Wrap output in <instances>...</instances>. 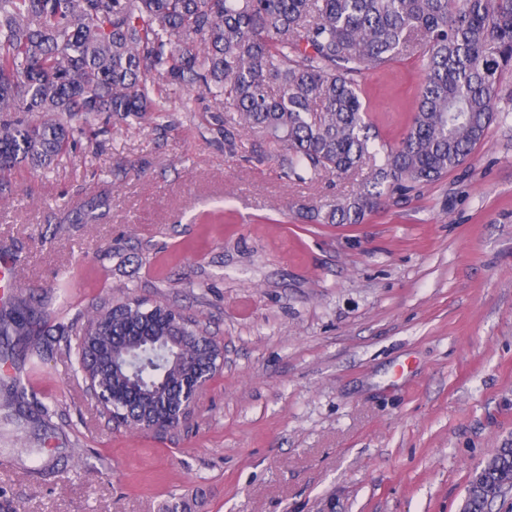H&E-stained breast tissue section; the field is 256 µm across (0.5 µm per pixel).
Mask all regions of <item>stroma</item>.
<instances>
[{"instance_id":"1","label":"stroma","mask_w":512,"mask_h":512,"mask_svg":"<svg viewBox=\"0 0 512 512\" xmlns=\"http://www.w3.org/2000/svg\"><path fill=\"white\" fill-rule=\"evenodd\" d=\"M421 79L415 55L366 73L384 138L404 131ZM501 107L465 164L361 224L309 214L365 171L289 181L272 144L194 93L165 126L103 114L104 135L18 165L0 253L15 294L46 309L31 322L45 359L0 339L35 394L26 431L0 423V512H461L476 468L512 446V101ZM126 292L203 320L224 347L194 414L164 434L99 414L49 316Z\"/></svg>"}]
</instances>
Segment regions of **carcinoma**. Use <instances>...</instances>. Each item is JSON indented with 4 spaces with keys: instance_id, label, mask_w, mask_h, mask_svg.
Here are the masks:
<instances>
[{
    "instance_id": "1",
    "label": "carcinoma",
    "mask_w": 512,
    "mask_h": 512,
    "mask_svg": "<svg viewBox=\"0 0 512 512\" xmlns=\"http://www.w3.org/2000/svg\"><path fill=\"white\" fill-rule=\"evenodd\" d=\"M420 53L423 80L405 134L376 143L362 97L369 69ZM512 70V0H0V177L63 157L74 133L27 114L165 116L184 90L209 95L279 148L288 177L314 182L367 166L351 197L316 211L317 224H361L389 193L407 194L462 165L501 112L499 77ZM23 314L0 311V336ZM198 322L163 301L97 305L66 335L107 410L139 430L169 418L216 356ZM161 348L129 370L126 353ZM11 377L3 408L25 399ZM512 488V448H498L466 489L488 512Z\"/></svg>"
}]
</instances>
